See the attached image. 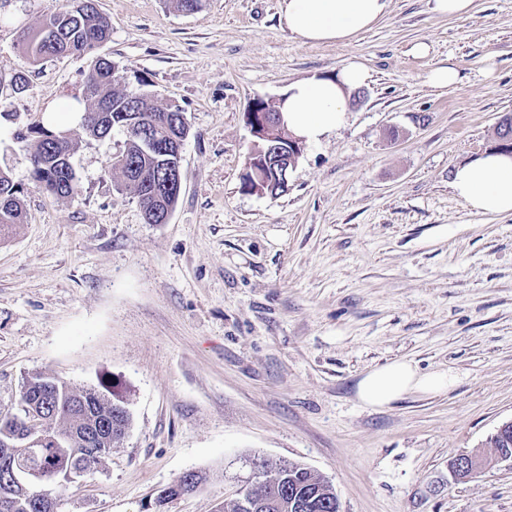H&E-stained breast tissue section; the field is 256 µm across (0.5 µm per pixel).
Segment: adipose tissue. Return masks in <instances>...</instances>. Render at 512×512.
Masks as SVG:
<instances>
[{
	"instance_id": "obj_1",
	"label": "adipose tissue",
	"mask_w": 512,
	"mask_h": 512,
	"mask_svg": "<svg viewBox=\"0 0 512 512\" xmlns=\"http://www.w3.org/2000/svg\"><path fill=\"white\" fill-rule=\"evenodd\" d=\"M388 0H281L289 31L304 44H344L372 28L385 14ZM368 78L364 64L351 60L336 76L311 77L288 86L278 109L284 126L306 143H318L345 122L351 93ZM451 187L471 210L512 214V154L488 151L458 167ZM455 383L451 371H422L397 360L366 373L357 396L372 408H385L409 394H437Z\"/></svg>"
}]
</instances>
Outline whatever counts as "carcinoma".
I'll list each match as a JSON object with an SVG mask.
<instances>
[{"instance_id":"1","label":"carcinoma","mask_w":512,"mask_h":512,"mask_svg":"<svg viewBox=\"0 0 512 512\" xmlns=\"http://www.w3.org/2000/svg\"><path fill=\"white\" fill-rule=\"evenodd\" d=\"M41 34L25 32L19 41L24 63L68 56H94L83 82L82 113L90 115L83 126L85 133L104 139L119 130L125 136L124 148L112 156L109 169L118 170L124 186L138 199L149 224H157L165 208L177 202L179 193L168 175L172 168L173 138L188 129L183 111L176 106L148 103L144 93H126L118 89L121 77L114 63L96 50L112 37L109 19L102 15L96 0H67V5L51 10L39 26ZM62 131L44 122L30 128L28 147L34 181L56 198L73 197L78 180L71 165L73 146L70 137L59 139ZM497 141L508 149L512 143V115L504 116L496 129ZM24 188L0 170V236L9 233L25 220L22 200ZM41 399L44 419L52 440L35 447L10 463L0 461V500L12 503L11 512H48L33 490L12 484L9 468L26 467L35 472L47 468L66 471L80 463L86 468L101 464L112 455L114 443L121 440L131 426V414L123 397L103 386L77 390L64 381L41 373L22 379L16 412L0 416V440L14 435L17 422L27 414L35 399ZM97 424L107 451L82 455L87 429ZM496 453L512 456V429L506 428L490 437ZM257 477L271 476L259 491L247 490L240 498L224 502L218 512H340V503L332 485L298 462L259 460ZM202 480L196 471L184 473L158 495L157 504L194 491Z\"/></svg>"}]
</instances>
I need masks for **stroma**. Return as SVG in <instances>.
Here are the masks:
<instances>
[{"mask_svg": "<svg viewBox=\"0 0 512 512\" xmlns=\"http://www.w3.org/2000/svg\"><path fill=\"white\" fill-rule=\"evenodd\" d=\"M54 5L0 0V169L27 212L0 241V413L41 372L79 390L109 383L132 415L111 457L57 492L56 512H217L253 484L257 456L308 465L341 512H512L511 466L448 480L450 460L491 454L512 421V214L475 213L450 186L512 114V0H473L457 18L389 0L343 45L300 43L280 0H205L193 14L97 0L112 24L99 53L121 89L181 108L190 129L164 224L146 223L109 172L117 131L74 130L76 196L34 182L21 135L81 95L91 63L24 66L19 35ZM352 57L369 79L344 125L302 144L286 194L244 188L251 103ZM440 65L459 83L432 84ZM402 359L457 381L362 404L358 381ZM190 470L197 490L157 506Z\"/></svg>", "mask_w": 512, "mask_h": 512, "instance_id": "stroma-1", "label": "stroma"}]
</instances>
